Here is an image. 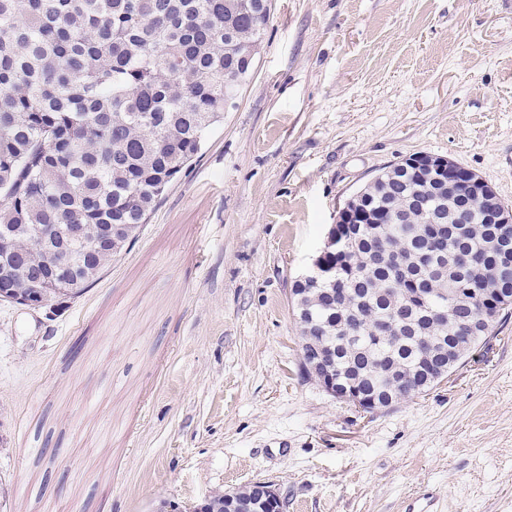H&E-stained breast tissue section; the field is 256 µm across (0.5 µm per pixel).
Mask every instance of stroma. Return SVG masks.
<instances>
[{"label":"stroma","instance_id":"stroma-1","mask_svg":"<svg viewBox=\"0 0 512 512\" xmlns=\"http://www.w3.org/2000/svg\"><path fill=\"white\" fill-rule=\"evenodd\" d=\"M417 154L512 207V0H273L253 73L75 299L0 301V512H512V317L372 415L299 372L292 288L347 200ZM256 488L260 492L258 503V512H283L284 501L278 490L266 482H255Z\"/></svg>","mask_w":512,"mask_h":512}]
</instances>
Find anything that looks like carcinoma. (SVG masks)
<instances>
[{"label": "carcinoma", "instance_id": "carcinoma-1", "mask_svg": "<svg viewBox=\"0 0 512 512\" xmlns=\"http://www.w3.org/2000/svg\"><path fill=\"white\" fill-rule=\"evenodd\" d=\"M269 18L268 0H0V242L21 263L1 299H71L97 280L224 119ZM423 175L385 168L362 188L383 213L338 278L293 288L302 375L319 351L369 393L407 378L371 414L417 395L419 367L463 364L512 312V224L494 232L482 198L446 195L431 238ZM69 224L117 230L92 249Z\"/></svg>", "mask_w": 512, "mask_h": 512}]
</instances>
